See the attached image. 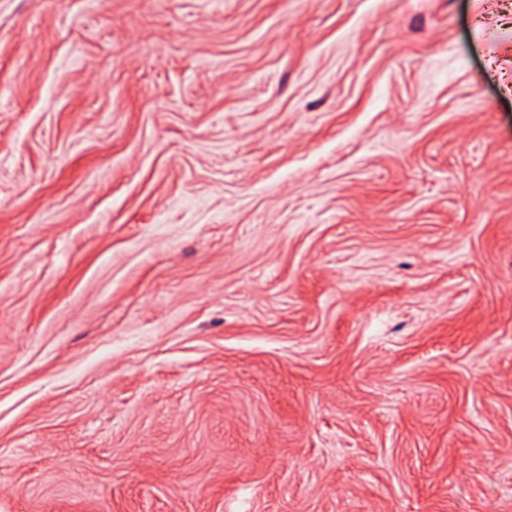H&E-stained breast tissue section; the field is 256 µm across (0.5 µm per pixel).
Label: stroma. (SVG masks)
<instances>
[{"instance_id":"stroma-1","label":"stroma","mask_w":512,"mask_h":512,"mask_svg":"<svg viewBox=\"0 0 512 512\" xmlns=\"http://www.w3.org/2000/svg\"><path fill=\"white\" fill-rule=\"evenodd\" d=\"M0 512H512V0H0Z\"/></svg>"}]
</instances>
